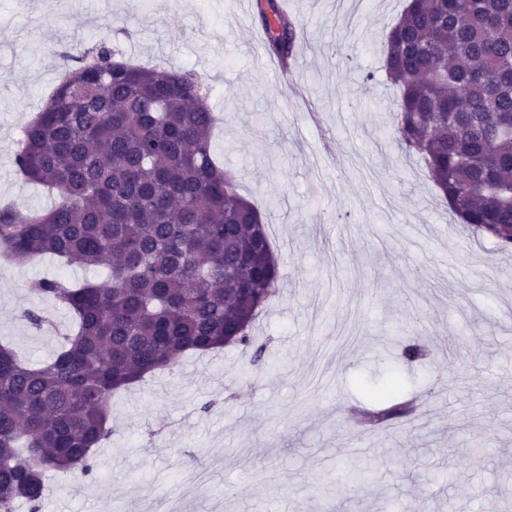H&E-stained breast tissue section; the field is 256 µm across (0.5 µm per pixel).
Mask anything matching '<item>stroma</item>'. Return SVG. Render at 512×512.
Wrapping results in <instances>:
<instances>
[{"label": "stroma", "instance_id": "35a3bbf8", "mask_svg": "<svg viewBox=\"0 0 512 512\" xmlns=\"http://www.w3.org/2000/svg\"><path fill=\"white\" fill-rule=\"evenodd\" d=\"M243 0H0V199L22 216L57 196L11 158L74 44L106 40L213 89L215 155L253 202L283 269L256 321L267 349L187 353L114 394L92 474L47 473L52 512H512V251L476 237L394 141L399 90L383 70L404 0H288L304 28L285 102ZM50 260L0 265V338L48 362L67 310L32 293ZM48 323L31 328L25 310ZM421 348L408 361L403 350ZM399 374L413 425L360 423ZM370 473L353 488L351 467ZM205 470L209 491L199 490Z\"/></svg>", "mask_w": 512, "mask_h": 512}]
</instances>
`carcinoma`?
Listing matches in <instances>:
<instances>
[{
  "instance_id": "obj_1",
  "label": "carcinoma",
  "mask_w": 512,
  "mask_h": 512,
  "mask_svg": "<svg viewBox=\"0 0 512 512\" xmlns=\"http://www.w3.org/2000/svg\"><path fill=\"white\" fill-rule=\"evenodd\" d=\"M269 53L288 64L304 34L279 0H257ZM73 65L12 157L61 202L36 219L0 206V255L106 267L104 283L45 277L29 288L74 327L32 367L0 343V512H42L48 470L94 467L112 394L177 355L255 344L282 278L267 225L211 150L217 117L192 69L137 66L105 42ZM398 86L397 145L431 174L472 234L512 247V0H407L386 41ZM371 422L413 412L402 383L369 391Z\"/></svg>"
}]
</instances>
